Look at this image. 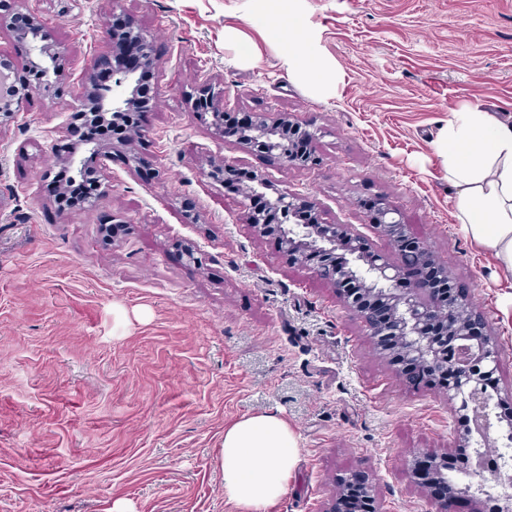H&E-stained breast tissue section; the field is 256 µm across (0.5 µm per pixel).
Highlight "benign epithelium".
Here are the masks:
<instances>
[{"label":"benign epithelium","mask_w":512,"mask_h":512,"mask_svg":"<svg viewBox=\"0 0 512 512\" xmlns=\"http://www.w3.org/2000/svg\"><path fill=\"white\" fill-rule=\"evenodd\" d=\"M8 23L13 29L21 55L29 70L41 80L29 85L26 91L10 81L9 74L0 72V118L13 116L33 92L49 87V76L61 71V51L54 34L26 7L23 0H0V25ZM125 35L139 42L144 62H153L154 46L151 38L135 23L127 22ZM98 67L88 73L91 88L73 104L71 111L85 118L101 117L109 112L126 114L142 102L138 86L131 85L136 69L127 67L112 70L111 83L94 86ZM196 109L218 116L224 112V96L208 84L198 88ZM318 131L283 116L271 121L264 113H255L236 135V142L249 151L266 157L280 167L309 166L317 162L313 155H298L292 150L296 139L310 143ZM270 187L267 177L258 175L252 190L241 196L240 205L247 222L263 237L276 238L288 259L308 266L322 279L342 292L348 307L364 322L369 335L375 339L380 354L402 366H417L435 380L442 372L453 369L454 376L442 390L448 399H461V407L471 409L481 418L476 432L479 439L469 435L460 437L461 447L469 449L467 466L460 468L466 476H483L478 460L488 446L486 433L490 428L492 410L503 406L502 400H493L485 380L499 368L497 341L483 332L481 317L473 303L460 294L448 270L437 262L426 248L408 232L398 210L381 199L377 203L375 224L400 252V261L372 252L365 237L349 224H325L320 219L316 202L288 191H278L265 197ZM265 198L266 210L285 216V220L271 224L267 215L258 212L253 199ZM421 274L422 289L428 298H422L413 289L403 287L405 276ZM436 328L431 334L428 329ZM350 482L364 483V492L371 506L365 502L336 503L334 512H380L368 479L350 476ZM434 483L445 490L440 499V512H460L462 503H479L490 492L471 491L470 485H460L448 478V457H442L435 466Z\"/></svg>","instance_id":"obj_1"}]
</instances>
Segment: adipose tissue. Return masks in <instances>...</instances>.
Returning a JSON list of instances; mask_svg holds the SVG:
<instances>
[{
    "label": "adipose tissue",
    "instance_id": "adipose-tissue-1",
    "mask_svg": "<svg viewBox=\"0 0 512 512\" xmlns=\"http://www.w3.org/2000/svg\"><path fill=\"white\" fill-rule=\"evenodd\" d=\"M272 16H287L282 62L293 77L320 93L336 72L296 6V0H262ZM448 181L456 190L454 218L479 245L512 272V122L477 108L450 113L436 142ZM298 442L287 423L270 414L242 418L224 432L220 466L224 496L242 512H264L288 489Z\"/></svg>",
    "mask_w": 512,
    "mask_h": 512
}]
</instances>
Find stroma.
I'll return each mask as SVG.
<instances>
[{
    "mask_svg": "<svg viewBox=\"0 0 512 512\" xmlns=\"http://www.w3.org/2000/svg\"><path fill=\"white\" fill-rule=\"evenodd\" d=\"M27 6L66 58L57 88L0 124V512H241L224 497L220 448L225 429L263 413L299 444L265 512H331L353 474L380 512H438L413 464L458 457L464 410L382 359L338 290L259 236L207 172L221 159L267 175L393 261L370 204L396 205L496 338L489 389L512 399V273L455 224L436 151L451 112L512 121V0H300L336 69L324 94L288 75L260 0ZM117 17L152 39L157 94L130 143L88 158L95 203L64 210L50 146L79 139L69 106L111 53ZM207 78L228 111L318 129L319 165L283 168L220 138L191 107Z\"/></svg>",
    "mask_w": 512,
    "mask_h": 512,
    "instance_id": "obj_1",
    "label": "stroma"
}]
</instances>
